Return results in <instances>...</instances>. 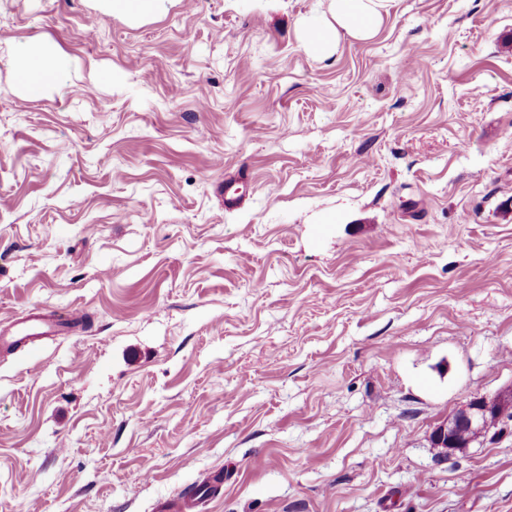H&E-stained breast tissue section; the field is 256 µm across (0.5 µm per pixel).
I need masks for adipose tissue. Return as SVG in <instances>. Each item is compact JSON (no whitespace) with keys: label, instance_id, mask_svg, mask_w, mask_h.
<instances>
[{"label":"adipose tissue","instance_id":"ef3b65f1","mask_svg":"<svg viewBox=\"0 0 512 512\" xmlns=\"http://www.w3.org/2000/svg\"><path fill=\"white\" fill-rule=\"evenodd\" d=\"M382 0H333L331 20L312 23L308 31V47L326 49L341 35L364 38L380 21ZM15 63V78L26 95L40 96L46 88H64L70 80V60L51 47L31 42H17L8 49Z\"/></svg>","mask_w":512,"mask_h":512}]
</instances>
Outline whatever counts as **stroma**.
<instances>
[{"label": "stroma", "mask_w": 512, "mask_h": 512, "mask_svg": "<svg viewBox=\"0 0 512 512\" xmlns=\"http://www.w3.org/2000/svg\"><path fill=\"white\" fill-rule=\"evenodd\" d=\"M329 5L0 0V323L87 316L0 355V512L207 469L203 512H512V422L430 440L512 386V0H384L310 52ZM21 40L64 89H20ZM102 7L112 14L140 18L165 8L170 0H101ZM15 63V78L26 95L39 97L46 88H64L70 80V60L47 45L16 42L8 49ZM239 175L224 180V209L235 210L243 204V194L240 192L238 185L243 184V180L247 177L248 170L246 168L239 169ZM506 407L512 408L511 388L491 399L474 398L438 424L431 434V440L435 447L442 448L447 455L460 448H468L472 442L489 433L490 418L496 410Z\"/></svg>", "instance_id": "35a3bbf8"}]
</instances>
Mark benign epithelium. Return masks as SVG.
Listing matches in <instances>:
<instances>
[{"mask_svg":"<svg viewBox=\"0 0 512 512\" xmlns=\"http://www.w3.org/2000/svg\"><path fill=\"white\" fill-rule=\"evenodd\" d=\"M512 408V389L488 399L477 397L438 424L431 434L435 447L449 454L467 448L491 430L490 418L501 408Z\"/></svg>","mask_w":512,"mask_h":512,"instance_id":"7a95c632","label":"benign epithelium"}]
</instances>
